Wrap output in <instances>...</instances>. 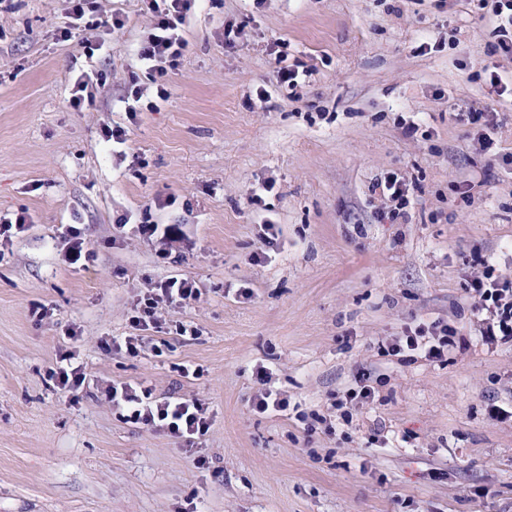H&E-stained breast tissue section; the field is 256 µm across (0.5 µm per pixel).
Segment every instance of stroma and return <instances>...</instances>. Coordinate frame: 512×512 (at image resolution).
Wrapping results in <instances>:
<instances>
[{"label":"stroma","mask_w":512,"mask_h":512,"mask_svg":"<svg viewBox=\"0 0 512 512\" xmlns=\"http://www.w3.org/2000/svg\"><path fill=\"white\" fill-rule=\"evenodd\" d=\"M96 6L125 25L99 28L89 58L70 0H0V215H28L0 244V512H512V342H482L465 291L477 251L512 278V55L489 11L193 0L160 102L136 56L154 24L142 0ZM279 45L310 71L296 87L276 82ZM493 72L507 92L491 98ZM133 88L158 108L130 121ZM475 109L496 115L494 153ZM115 122L129 141L111 148ZM389 173L414 188L398 223L374 189ZM147 216L172 244L139 234ZM73 229L82 266L64 258ZM172 276L200 299L160 306L138 354L113 349ZM434 322L457 332L446 363L379 348ZM66 352L87 374L74 394L48 375ZM362 373L376 396L343 423ZM117 383L198 400L207 433L127 422L105 397ZM266 387L289 409L256 412Z\"/></svg>","instance_id":"stroma-1"}]
</instances>
